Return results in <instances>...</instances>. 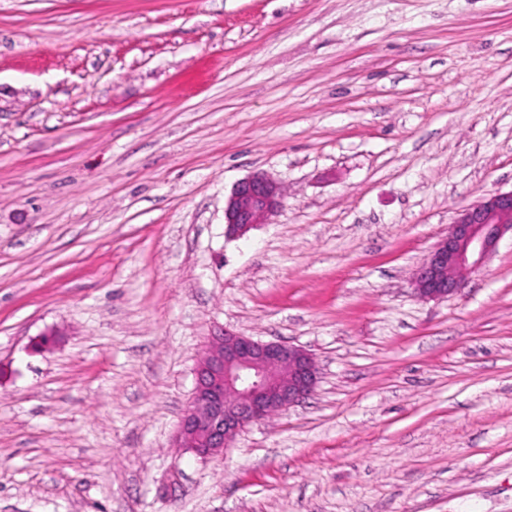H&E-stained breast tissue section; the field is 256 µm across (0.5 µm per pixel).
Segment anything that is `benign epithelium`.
<instances>
[{"mask_svg": "<svg viewBox=\"0 0 512 512\" xmlns=\"http://www.w3.org/2000/svg\"><path fill=\"white\" fill-rule=\"evenodd\" d=\"M282 205L280 186L263 172L240 181L224 205L225 235L245 236ZM512 232V190L490 194L460 210L414 274V293L446 299L464 287L463 271L480 269ZM312 354L281 341L223 330L211 336L195 371L192 399L177 430V447L207 459L223 453L247 426L298 405L315 390Z\"/></svg>", "mask_w": 512, "mask_h": 512, "instance_id": "1", "label": "benign epithelium"}]
</instances>
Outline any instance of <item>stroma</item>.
<instances>
[{"label":"stroma","instance_id":"stroma-1","mask_svg":"<svg viewBox=\"0 0 512 512\" xmlns=\"http://www.w3.org/2000/svg\"><path fill=\"white\" fill-rule=\"evenodd\" d=\"M511 189L512 0H0V512H512V239L412 285ZM223 328L320 379L201 461ZM280 186L263 172H254L240 181L224 205L225 235L245 236L282 205ZM512 234V189L483 197L460 210L414 274V293L423 300H440L464 288L458 276L480 269L507 232Z\"/></svg>","mask_w":512,"mask_h":512}]
</instances>
